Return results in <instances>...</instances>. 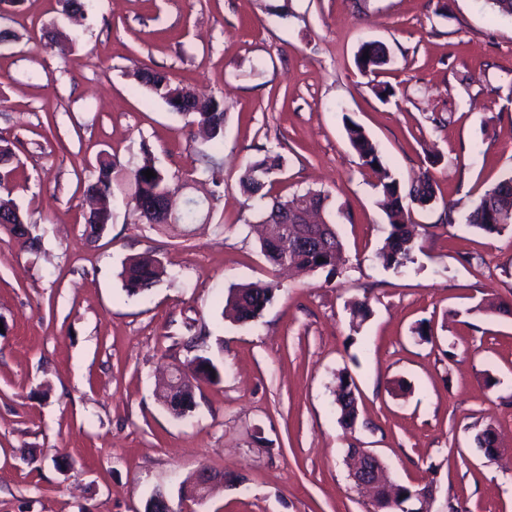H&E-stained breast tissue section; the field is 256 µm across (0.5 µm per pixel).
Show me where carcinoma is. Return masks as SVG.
Wrapping results in <instances>:
<instances>
[{
  "label": "carcinoma",
  "instance_id": "cac0c4a2",
  "mask_svg": "<svg viewBox=\"0 0 512 512\" xmlns=\"http://www.w3.org/2000/svg\"><path fill=\"white\" fill-rule=\"evenodd\" d=\"M391 62L388 48L379 41L363 43L356 55V65L362 72L375 73L384 69ZM136 82L145 87L153 95L167 102L172 98L183 99L185 108L189 110L187 116L191 122L205 127L208 137L217 142L224 138V100L216 97H200L187 88L174 84L171 79L160 72L148 68H139L134 72ZM351 146L356 151L362 165L381 174L379 181L380 205L385 212L390 231L379 252V258L387 268L401 270L412 262V253L415 247L411 214L404 206V199L413 203H426L434 198V187L429 171H424L412 182L405 185L393 177L384 167L381 155L376 146L365 134L358 124L347 128ZM286 158L270 151L250 161L239 176V184L244 193L254 196L266 197L269 192L266 188L273 185L275 176L283 171ZM151 170L155 177L149 179L144 171ZM133 186V196L142 198H157L178 189L173 178L150 158L145 157L143 162L129 173H123L117 163L103 156L97 160V176L94 182L88 184L87 189H95L99 199L105 201L112 197L114 188L124 182ZM311 196L318 205L323 206L328 195L322 191L308 190L303 194H294L291 197L272 199V204L265 213L262 223L277 224L276 217L285 210H290L300 203L302 197ZM512 209V175H505L495 185L487 189L475 203L466 217L467 223L488 234H500L511 228L509 224L499 223L491 219V213L503 212ZM18 207L14 200L8 196H0V227L15 232V228L8 225L7 217L16 213ZM149 224H193L196 221V212L189 208L179 215L171 218L164 216L153 219L147 217ZM112 223V212L107 205L93 210L85 218L86 228L90 236H97ZM302 234L315 235L321 239V244H312L310 247H296L288 251V264L308 271H324L326 279L330 280L341 275L343 244L336 229L331 224H288L281 227L280 245L275 246L268 240L260 241V252L266 261L274 268L281 266V252L286 245L293 244ZM166 273L165 267L158 257L151 253H143L128 258L122 265L119 276L123 288L130 295L141 294L158 282ZM278 290V283L271 280L267 282H252L247 284H231L227 288L226 306L235 312V319L246 323L259 318L264 309L274 299ZM356 386L353 379L346 373L338 375V385L335 392V404L341 411V422L345 428L353 427L357 418ZM417 490L404 488L394 505L387 512H414L411 503L417 501Z\"/></svg>",
  "mask_w": 512,
  "mask_h": 512
}]
</instances>
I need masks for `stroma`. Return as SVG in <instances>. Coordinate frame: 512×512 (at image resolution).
<instances>
[{"label":"stroma","instance_id":"stroma-1","mask_svg":"<svg viewBox=\"0 0 512 512\" xmlns=\"http://www.w3.org/2000/svg\"><path fill=\"white\" fill-rule=\"evenodd\" d=\"M1 30L4 188L39 243L0 232V512H144L158 490L173 512H372L353 448L395 483H434L430 512H512V315L493 309L512 301V230L464 221L512 172L511 17L483 0H91L75 27L58 0H22L0 5ZM58 30L79 35L63 54L46 46ZM369 40L391 55L376 75L355 65ZM139 66L223 99V142L138 85ZM349 120L402 183L433 175V201L409 206L405 269L376 258L389 225ZM264 149L287 159L274 194H327L347 261L330 281L281 276L261 317L237 323L222 315L227 287L271 277L252 229L269 201L239 187ZM146 151L200 202L198 220L146 223L126 184L89 237L98 156L129 170ZM145 252L168 275L127 295L122 263ZM198 355L219 376L175 418L157 379ZM342 371L358 388L350 429L334 403ZM488 427L505 450L493 460L474 442ZM202 465L224 484L191 507L181 484Z\"/></svg>","mask_w":512,"mask_h":512}]
</instances>
